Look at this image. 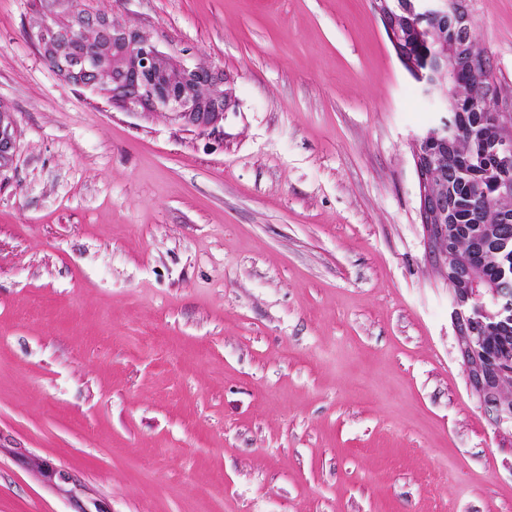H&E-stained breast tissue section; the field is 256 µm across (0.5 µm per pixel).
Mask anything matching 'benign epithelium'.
Segmentation results:
<instances>
[{
	"instance_id": "7a95c632",
	"label": "benign epithelium",
	"mask_w": 512,
	"mask_h": 512,
	"mask_svg": "<svg viewBox=\"0 0 512 512\" xmlns=\"http://www.w3.org/2000/svg\"><path fill=\"white\" fill-rule=\"evenodd\" d=\"M373 8L402 65L420 85L421 92L438 112L448 117L416 135L412 147L420 189V219L430 257L446 275L452 299V320L467 380L479 395L493 424L512 429V401L501 387L512 381V361L491 352L493 330L483 317L494 311L507 316L508 289L474 275V267L492 259L493 247L503 243L506 228L494 226L476 235L468 252L454 245L456 211L465 209L448 196V176L457 175L466 155L459 150L465 131L484 142L488 168L498 176L499 196L512 197V119L509 111L488 117L477 103L467 112L454 106L462 90V74H488L490 59L484 48L467 38L472 18L466 0H372ZM432 43L434 49L420 57L407 54L406 41ZM112 56L125 78L124 87L112 88L131 111L171 114L200 129L221 118L223 94L213 73L200 65H176L169 54L142 32L112 25V36L99 44L88 63L100 67ZM16 149L14 122L0 114V162Z\"/></svg>"
}]
</instances>
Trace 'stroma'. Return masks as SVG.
Returning a JSON list of instances; mask_svg holds the SVG:
<instances>
[{
	"label": "stroma",
	"mask_w": 512,
	"mask_h": 512,
	"mask_svg": "<svg viewBox=\"0 0 512 512\" xmlns=\"http://www.w3.org/2000/svg\"><path fill=\"white\" fill-rule=\"evenodd\" d=\"M84 6L215 73L216 130L66 82ZM469 10L512 94V0ZM0 108V512H512L372 0H0ZM16 149L14 122L9 114H0V163L11 159Z\"/></svg>",
	"instance_id": "stroma-1"
}]
</instances>
